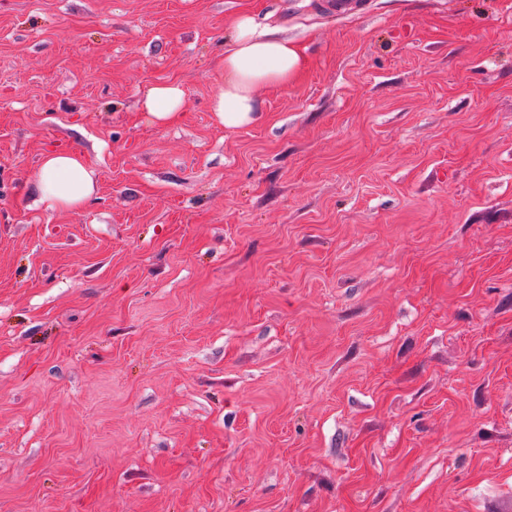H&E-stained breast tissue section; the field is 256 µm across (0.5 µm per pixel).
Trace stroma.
Wrapping results in <instances>:
<instances>
[{"instance_id":"obj_1","label":"stroma","mask_w":512,"mask_h":512,"mask_svg":"<svg viewBox=\"0 0 512 512\" xmlns=\"http://www.w3.org/2000/svg\"><path fill=\"white\" fill-rule=\"evenodd\" d=\"M0 512H512V0H0ZM231 47L224 51L222 80L212 97L211 111L224 129L256 123L262 113L255 92L259 88H288L307 67L299 45L274 35H258L248 13L228 24ZM185 108V93L177 83L155 84L147 88L141 100V112L158 126L179 122ZM40 202L52 211L81 209L96 194L95 171L83 154L58 150L44 155L38 183Z\"/></svg>"}]
</instances>
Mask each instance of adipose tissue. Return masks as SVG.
I'll use <instances>...</instances> for the list:
<instances>
[{
    "label": "adipose tissue",
    "instance_id": "1",
    "mask_svg": "<svg viewBox=\"0 0 512 512\" xmlns=\"http://www.w3.org/2000/svg\"><path fill=\"white\" fill-rule=\"evenodd\" d=\"M228 29L231 46L224 53L222 80L212 97L211 110L225 129L235 130L260 119L256 90L295 83L307 67V58L289 39L257 34L250 14L235 15ZM184 108L185 93L176 83L152 85L141 100L148 121L163 127L178 123ZM38 192L50 210H79L97 192L95 172L79 152L47 153L41 161Z\"/></svg>",
    "mask_w": 512,
    "mask_h": 512
}]
</instances>
